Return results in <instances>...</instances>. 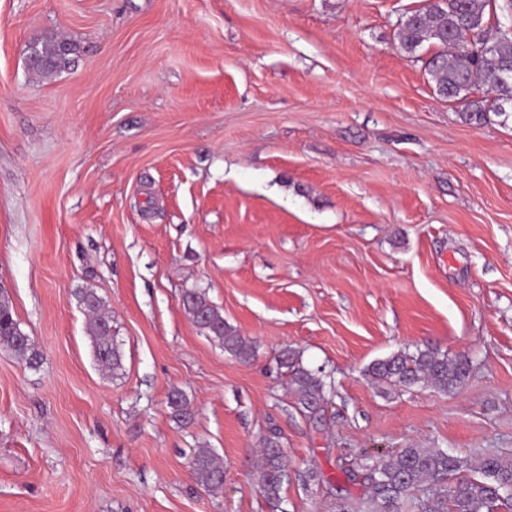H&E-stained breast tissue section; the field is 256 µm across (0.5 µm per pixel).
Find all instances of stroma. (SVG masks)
Wrapping results in <instances>:
<instances>
[{
    "label": "stroma",
    "instance_id": "1",
    "mask_svg": "<svg viewBox=\"0 0 512 512\" xmlns=\"http://www.w3.org/2000/svg\"><path fill=\"white\" fill-rule=\"evenodd\" d=\"M423 0H0V283L43 356L0 348V512H336L414 445L512 453V117L466 121L398 31ZM78 46L43 78L26 49ZM112 314L94 362L76 293ZM249 338L242 363L182 306ZM433 346L443 393L373 382ZM323 369L299 410L280 349ZM186 395L191 424L167 395ZM278 435L288 480H253ZM224 460L209 491L195 449ZM78 298L87 313L86 331L92 340L94 359L102 370L112 372L114 376L122 363L119 348L112 336V315L94 289L83 288ZM182 305L205 335L217 340L228 355L243 362L254 355L252 342L224 321L221 311L206 298L205 293L198 290L185 291ZM368 373L379 382L405 388L419 384L448 393L459 389L469 374L465 359L448 360L447 353L433 347L413 352L400 350L369 365ZM167 404L172 417L178 422L187 424L192 420L193 413L189 408L185 394L181 390H171L167 396Z\"/></svg>",
    "mask_w": 512,
    "mask_h": 512
}]
</instances>
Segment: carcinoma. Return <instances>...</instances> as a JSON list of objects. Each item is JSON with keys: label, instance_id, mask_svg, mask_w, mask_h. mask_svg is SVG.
I'll return each instance as SVG.
<instances>
[{"label": "carcinoma", "instance_id": "obj_1", "mask_svg": "<svg viewBox=\"0 0 512 512\" xmlns=\"http://www.w3.org/2000/svg\"><path fill=\"white\" fill-rule=\"evenodd\" d=\"M491 6V0H429L410 14L398 33L400 48L408 55L417 54L426 44L438 48L428 62L436 91L461 102L466 120L478 124L488 111L502 115L507 113L506 106L512 107V39L487 35L486 14ZM470 32L475 33L477 45L486 48V53L470 50L465 39ZM77 50L76 44L54 36L39 39L27 48V66L35 73L51 76L68 68ZM476 87L486 98H471ZM78 298L87 313L86 331L92 340L94 359L101 369L115 375L122 363L112 336V315L94 289H82ZM182 305L205 335L218 341L228 355L243 362L254 355L252 342L224 321L205 293L185 291ZM0 347L12 351L30 368L41 364L42 354L32 339L22 338L10 295L1 286ZM278 361L289 375L297 403L304 412L316 415L327 401L328 383L323 370L301 366L290 348L280 352ZM367 371L379 382L405 388L422 384L448 393L463 386L469 363L460 358L450 361L448 354L426 347L397 351L374 361ZM167 404L178 422L187 424L192 420L193 413L181 390H171ZM260 456L255 484L266 499L279 503L288 478L287 455L279 441L269 437ZM191 468L204 488L215 490L224 485V462L213 449H196ZM348 478L361 481L368 494L346 501L341 512H512V454H487L473 463L443 448L408 447L388 461L367 457L361 472H352Z\"/></svg>", "mask_w": 512, "mask_h": 512}]
</instances>
